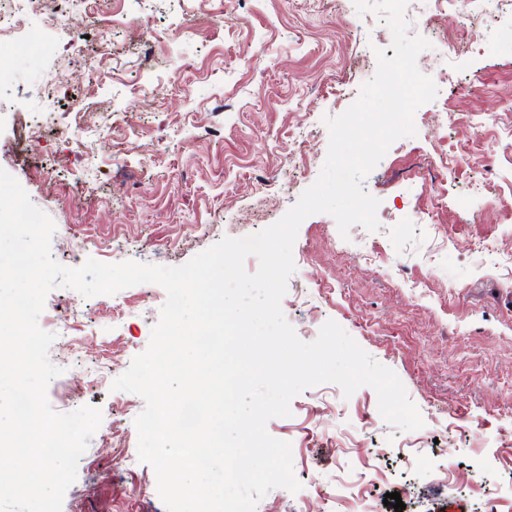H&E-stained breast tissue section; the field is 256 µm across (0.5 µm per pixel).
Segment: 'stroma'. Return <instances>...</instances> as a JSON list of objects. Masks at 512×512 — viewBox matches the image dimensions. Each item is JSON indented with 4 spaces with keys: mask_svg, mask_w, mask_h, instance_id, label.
Segmentation results:
<instances>
[{
    "mask_svg": "<svg viewBox=\"0 0 512 512\" xmlns=\"http://www.w3.org/2000/svg\"><path fill=\"white\" fill-rule=\"evenodd\" d=\"M56 9L27 0L23 52L0 36L13 66L0 84V168L52 218L51 256L71 268L180 266L274 224L321 172L326 117L374 77L377 50L394 55L383 16L354 0H96L65 26ZM407 22L431 44L419 70L445 79L416 111L415 135L362 183L381 201L378 228L343 235L327 213L301 223L281 308L305 342L338 323L397 374L424 426L386 422L368 386L348 398L333 383L306 389L267 423L290 443L302 488L271 490L256 512H356L358 493L370 512H395L392 492L404 512H512V205L485 203L512 195V0H424ZM157 85L167 93L146 96ZM447 154L458 159L448 171L437 163ZM166 297L140 284L45 300L40 328L75 340L50 347L63 370L51 406L102 412L62 512H167L138 459L144 402L111 388ZM358 316L372 334L357 333Z\"/></svg>",
    "mask_w": 512,
    "mask_h": 512,
    "instance_id": "1",
    "label": "stroma"
}]
</instances>
